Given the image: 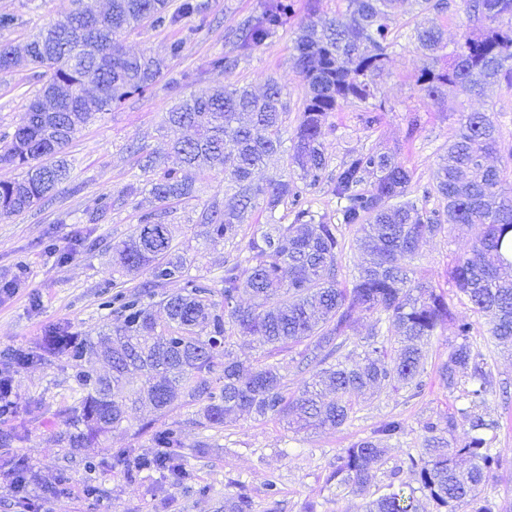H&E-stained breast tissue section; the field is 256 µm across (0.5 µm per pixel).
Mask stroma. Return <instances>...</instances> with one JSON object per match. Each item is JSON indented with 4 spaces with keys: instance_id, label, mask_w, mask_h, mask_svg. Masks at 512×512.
Returning <instances> with one entry per match:
<instances>
[{
    "instance_id": "stroma-1",
    "label": "stroma",
    "mask_w": 512,
    "mask_h": 512,
    "mask_svg": "<svg viewBox=\"0 0 512 512\" xmlns=\"http://www.w3.org/2000/svg\"><path fill=\"white\" fill-rule=\"evenodd\" d=\"M202 2L203 16H181L176 24L161 27L146 23L124 37L127 50L164 60L163 75L144 92L99 114L77 134L65 154L70 175L48 201L21 215L0 219V373L11 377L19 405H37L35 413H20L18 420L27 436L12 446L13 452L28 458L33 467L36 481L29 487L30 496L38 495L40 484L54 481L65 465L66 451L54 434L64 429L67 414L78 409L81 392L73 370L64 361L54 358L20 367L11 355L34 348L59 324L70 325L78 335L96 337L118 323L116 314L100 308V293L112 283V242L126 238L141 216L153 209L145 191L151 176L140 169L138 159L150 155L160 167L181 168L161 127L165 113L182 96L227 78L257 89L271 79L283 89L287 130L298 124L305 87L292 55L308 0H294L287 23L242 60L229 77L212 69L211 62L229 49L225 30L258 11L261 0ZM73 7V0H0V14L15 18L13 26L0 29V45L23 53L36 28L64 17ZM419 24L438 26L453 43L464 32L467 19L457 7L441 15L421 13L409 5L398 13L397 44L378 80L379 96L385 103L379 121L366 126L365 105L355 100L344 102L325 127L323 141L329 159L325 176L319 185L303 189L306 206L339 226L342 251L336 280L343 288L351 287L365 262L355 245L356 226L338 222L339 203L332 192L337 170L348 153H395L414 173L411 197H426L427 209L440 211L444 203L430 191L432 173L456 131L459 112L495 107L500 137L505 145H512V90L506 86L492 87L482 96L457 92L439 101L421 89L417 76L422 60L408 41ZM178 42L183 45L180 55H171V45ZM42 84L41 69L24 63L0 71V145L10 141ZM182 170L194 185L195 196L170 205L160 220L170 225L189 274L218 289L225 263L236 262L241 271L251 270L254 262L245 246L258 229L266 228L268 218L287 225L294 214L286 205L272 215L258 207L235 238L204 240L195 225L204 207L223 201L224 173L218 167L204 172ZM131 183L138 184L140 191L129 196L125 188ZM479 234L476 226H444L421 242L410 266L416 280L447 294L453 312L473 324L468 342L473 352L483 355L493 374V385L478 412L496 422L491 446L502 458L482 494L495 503V512H512V346L492 338L486 319L456 292L450 278L457 259L469 254ZM69 242L76 256H62L60 248ZM51 243L56 246L52 252L47 249ZM457 342L454 324L444 325L427 346L420 393L384 384L355 395L350 419L335 429L299 431L285 420L246 413L230 414L223 425L213 427L200 419L202 403L198 400L175 403L162 415L148 409L137 411L88 447L74 449L76 458L102 459V467L90 476L73 468L70 493L40 502L39 512H224L225 496L237 493L248 496L250 512H304L311 501L316 512H362L369 498L385 493L391 478L412 482L407 456L422 451L426 423L442 427L453 418L457 436L468 432L469 419L463 413L468 375H460L453 389L445 388L438 376L440 364ZM230 343L233 353L251 366L279 365L288 398L299 397L316 372L315 365L302 358L304 345L276 349L256 337L237 334ZM392 419L401 421L403 431L384 440L387 453L373 469L365 492L327 484L343 449L372 436ZM172 421L182 427L184 464L195 483L204 487V494L185 493L155 472L144 471L131 479L111 464L112 452L118 448L152 453V430ZM89 477L102 490L99 501L83 495ZM271 480L280 490L274 501L265 493Z\"/></svg>"
}]
</instances>
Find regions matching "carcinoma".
I'll use <instances>...</instances> for the list:
<instances>
[{"instance_id": "1", "label": "carcinoma", "mask_w": 512, "mask_h": 512, "mask_svg": "<svg viewBox=\"0 0 512 512\" xmlns=\"http://www.w3.org/2000/svg\"><path fill=\"white\" fill-rule=\"evenodd\" d=\"M346 7L332 18L309 14L301 21L292 56L306 88L298 125L291 138V152L283 149L282 88L270 80L262 93L227 83L183 96L165 113L164 123L173 138L171 149L182 162L199 170L219 165L224 169V191L233 204L213 203L199 216V226L212 239H230L248 221L257 201L273 213L291 206L294 223L262 231L249 239L247 249L256 260L247 278L237 263L224 265V288L215 291L185 274V259L175 254L169 225L153 238L147 228L156 213L142 216L128 237L112 244L117 271L151 276L154 287L183 281L180 292L166 295L160 306L166 320L155 319L149 291H125L112 281L114 291L101 293L100 306L120 317L114 334L94 341L77 336L67 325L49 330L44 352L65 360L75 370L83 396L79 413L57 441L64 448H80L129 418V407L138 404L157 411L182 398H205L204 419L215 426L235 410L259 417L291 420L301 428H338L353 411L352 394L382 383H397L416 392L423 387L427 354L425 344L453 319L446 296L436 288L415 282L400 264L412 258L420 242L441 231L439 215L408 198L413 172L389 153H351L339 166L333 192L340 203L342 223L358 226L357 246L370 256L353 287L341 288L336 264L342 251L338 227L316 220L304 207L303 191L294 180L279 174L260 183L257 170L277 156L285 167L300 171L314 186L328 166L323 128L341 102L354 98L369 106L363 117L371 126L385 103L377 99V78L384 72L394 47L396 9L400 0H344ZM475 30L463 35L450 53L443 32L434 27H414L411 42L423 60L417 82L430 97H440L462 86L479 95L487 85L512 88V0H462ZM419 12L447 13L451 0H414ZM168 0H111L100 13L96 27L79 33L76 19L93 12L81 6L64 19L48 24L27 44L29 62L44 69L48 79L31 98L11 141L0 148V165L20 170L12 181L0 182V218L22 214L49 199L69 176L62 157L76 134L112 104L145 91L161 75L164 61L146 54H129L120 42L128 30L150 21L157 26L176 22L167 14ZM293 11L288 0H264L261 9L228 33L232 51L212 60V67L230 75L242 58L261 47ZM54 86L71 95L46 110L36 102ZM501 152L495 110L462 111L458 128L446 154L433 172V189L445 202L448 221L465 227L478 224L481 234L471 253L460 258L451 271L453 287L467 297L485 317L493 338L512 344V263L501 255L502 238L512 229V183L504 169L485 163ZM376 174L371 187H362L364 176ZM153 201L164 206L193 194L192 184L174 169H165L150 180ZM262 298L258 308L239 303L241 289ZM381 312L394 326L398 347L393 359L378 337L367 341L363 354L336 357L337 340L348 336L365 313ZM242 336H258L275 348L305 340L320 365L316 376L332 397L305 390L292 401L284 394V376L268 365L242 378L243 364L231 357L228 326ZM472 324L456 322L462 343L448 352L439 370L442 384H458V374L471 369L475 385L467 391L470 407L483 400L490 385L489 373L473 356L467 339ZM108 360L112 373L100 376L84 368L92 358ZM222 367L213 382L209 375ZM0 421H10L18 404L7 396L10 379L0 378ZM495 424L479 414L470 417V432L458 439L454 416H448V438L425 431L424 452L408 455L409 469L418 487L388 485V492L367 502L364 512H418L415 493L429 497L438 512H455L462 502L474 504L473 512H493L480 496L481 487L500 465V454L491 448L487 432ZM26 430L17 428L0 441V465L13 472V489L26 512L39 504L28 497L31 466L10 452ZM154 451L135 454L130 448L112 452V465L131 475L158 471L176 485L189 486L192 476L182 463V431L178 424H164L152 432ZM384 449L374 437L344 449L327 482L363 487ZM71 478L63 471L56 482L41 490L51 499L68 493ZM242 495L224 497V512H249Z\"/></svg>"}]
</instances>
